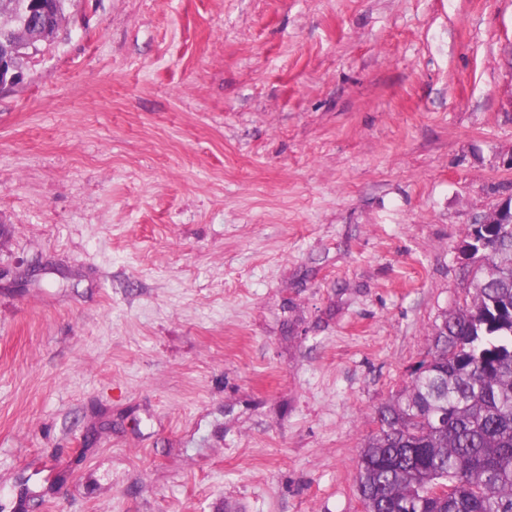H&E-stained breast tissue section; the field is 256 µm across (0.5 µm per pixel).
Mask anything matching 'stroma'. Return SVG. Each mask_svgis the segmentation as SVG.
Masks as SVG:
<instances>
[{
	"instance_id": "obj_1",
	"label": "stroma",
	"mask_w": 512,
	"mask_h": 512,
	"mask_svg": "<svg viewBox=\"0 0 512 512\" xmlns=\"http://www.w3.org/2000/svg\"><path fill=\"white\" fill-rule=\"evenodd\" d=\"M510 195L512 0H80L0 94V512H363ZM510 197V210L507 209V200L509 197H506L493 209V211L490 214L483 216L476 223H474L475 225L466 233L464 239L470 238L473 235L476 224V227L489 228L500 226L502 227V229L510 231L512 228V196Z\"/></svg>"
}]
</instances>
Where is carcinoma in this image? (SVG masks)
<instances>
[{"instance_id":"cac0c4a2","label":"carcinoma","mask_w":512,"mask_h":512,"mask_svg":"<svg viewBox=\"0 0 512 512\" xmlns=\"http://www.w3.org/2000/svg\"><path fill=\"white\" fill-rule=\"evenodd\" d=\"M25 2L0 0V42L17 46L21 69L34 56ZM72 2L49 0L47 18L66 22ZM471 288L406 388L376 410L356 474L366 512H512V232L484 244ZM442 483L446 497L433 494Z\"/></svg>"}]
</instances>
